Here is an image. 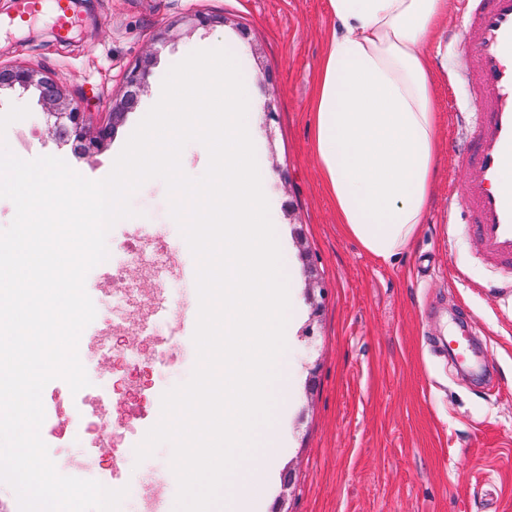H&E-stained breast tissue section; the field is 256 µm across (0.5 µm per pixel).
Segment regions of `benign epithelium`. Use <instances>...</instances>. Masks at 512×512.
I'll use <instances>...</instances> for the list:
<instances>
[{
	"mask_svg": "<svg viewBox=\"0 0 512 512\" xmlns=\"http://www.w3.org/2000/svg\"><path fill=\"white\" fill-rule=\"evenodd\" d=\"M153 63L147 57L127 71L123 80V93L119 100L111 104L112 120L123 117L138 104L143 91L146 70ZM22 89L38 96V101L51 107L49 115L54 117L55 137L77 145V154L88 156L99 151L104 143L111 124L100 126L95 134H90L86 125V112L77 101H65L57 82L47 73L36 68H23L0 65V92Z\"/></svg>",
	"mask_w": 512,
	"mask_h": 512,
	"instance_id": "1",
	"label": "benign epithelium"
}]
</instances>
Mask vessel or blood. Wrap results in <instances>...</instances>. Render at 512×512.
Returning a JSON list of instances; mask_svg holds the SVG:
<instances>
[{
  "instance_id": "1",
  "label": "vessel or blood",
  "mask_w": 512,
  "mask_h": 512,
  "mask_svg": "<svg viewBox=\"0 0 512 512\" xmlns=\"http://www.w3.org/2000/svg\"><path fill=\"white\" fill-rule=\"evenodd\" d=\"M463 3L459 67L474 90L478 121L463 156L471 176L448 203L467 210L485 259L512 270V183L501 179L512 165V0ZM47 7L57 35L67 38L78 23L75 0H17L8 24L27 25Z\"/></svg>"
}]
</instances>
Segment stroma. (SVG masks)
Here are the masks:
<instances>
[{
	"label": "stroma",
	"mask_w": 512,
	"mask_h": 512,
	"mask_svg": "<svg viewBox=\"0 0 512 512\" xmlns=\"http://www.w3.org/2000/svg\"><path fill=\"white\" fill-rule=\"evenodd\" d=\"M80 7L85 22L70 40H59L46 17L0 35V63L45 69L63 93H84L90 129L108 121L107 102L121 94L130 66L155 58L139 101L150 106L167 66L195 43L236 50L258 102L275 103L274 114H256L255 152L284 208L299 331L277 446L272 458L254 461L272 476L253 512H512V279L480 255L469 216L448 212L449 192L468 175L454 151L465 138L461 115L473 109L466 80L454 67L437 69L438 179L411 250L382 262L338 224L312 152L310 100L334 25L327 0H81ZM198 12L226 22L158 40L160 29ZM13 105L28 107L24 124L36 132L25 159L59 157L91 180L111 172L138 118L125 114L103 148L80 160L57 146L34 93H0V113ZM130 205L135 215L113 226L114 240L150 233L179 264H194L163 180L143 184ZM305 253L322 288L312 341L301 333L312 304Z\"/></svg>",
	"instance_id": "35a3bbf8"
}]
</instances>
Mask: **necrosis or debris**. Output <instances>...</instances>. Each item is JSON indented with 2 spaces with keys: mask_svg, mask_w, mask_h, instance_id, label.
<instances>
[{
  "mask_svg": "<svg viewBox=\"0 0 512 512\" xmlns=\"http://www.w3.org/2000/svg\"><path fill=\"white\" fill-rule=\"evenodd\" d=\"M163 249L161 242L148 235L140 236L133 243L124 241L112 245L104 263L109 271L108 286L102 290L97 306L109 313L118 303L132 310L135 338L129 342L121 341L122 322L112 320L96 342L99 364L90 387L77 400L65 389H54L45 403L50 418L64 415L74 423L93 418L100 420L105 428L96 440L101 452L93 466L74 468V477L110 485L117 476V468L104 455V447L113 438L130 444L140 440L141 427L131 422L127 413L128 404L138 397L139 390L127 379L118 377V367L128 368L148 362L154 389L163 391L168 382V367L184 344L182 337L161 336L153 331L158 313H166L171 318L178 314L181 306L178 289L158 288L146 298L142 296L139 284L125 275L126 268L141 266L152 277H159L158 258Z\"/></svg>",
  "mask_w": 512,
  "mask_h": 512,
  "instance_id": "necrosis-or-debris-1",
  "label": "necrosis or debris"
}]
</instances>
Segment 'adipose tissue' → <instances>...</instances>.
<instances>
[{
  "mask_svg": "<svg viewBox=\"0 0 512 512\" xmlns=\"http://www.w3.org/2000/svg\"><path fill=\"white\" fill-rule=\"evenodd\" d=\"M335 25L310 109L338 223L375 258L408 251L437 173L432 50L448 0H328Z\"/></svg>",
  "mask_w": 512,
  "mask_h": 512,
  "instance_id": "ef3b65f1",
  "label": "adipose tissue"
}]
</instances>
